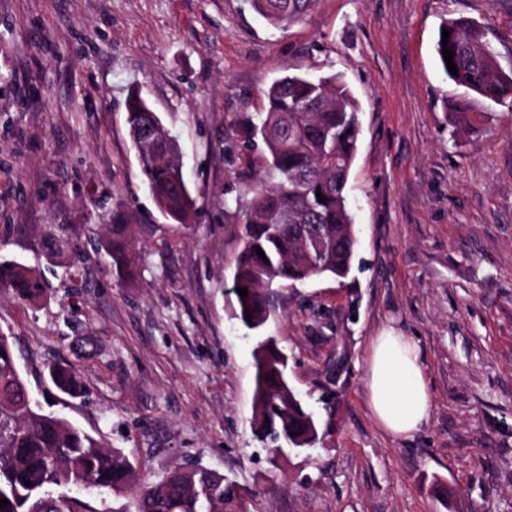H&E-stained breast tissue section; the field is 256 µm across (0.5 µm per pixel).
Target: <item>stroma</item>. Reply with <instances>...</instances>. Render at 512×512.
I'll list each match as a JSON object with an SVG mask.
<instances>
[{
    "mask_svg": "<svg viewBox=\"0 0 512 512\" xmlns=\"http://www.w3.org/2000/svg\"><path fill=\"white\" fill-rule=\"evenodd\" d=\"M455 19L512 71V0H314L279 29L248 0H0V259L45 288L0 295V332L33 401L144 479L198 462L236 480L250 512H512V106L445 75L436 42ZM296 67L342 75L359 101L358 245L345 280L279 291L266 332L323 436L274 462L252 436L257 338L227 289L224 205L245 178L224 143L232 114L263 111ZM135 88L177 141L188 227L142 180ZM117 206L140 225L133 281L100 248ZM57 224L77 226L82 262L48 260ZM386 326L418 343L434 401L408 439L367 403L366 351ZM57 365L83 397L54 387Z\"/></svg>",
    "mask_w": 512,
    "mask_h": 512,
    "instance_id": "obj_1",
    "label": "stroma"
}]
</instances>
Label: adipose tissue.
<instances>
[{"label": "adipose tissue", "instance_id": "1", "mask_svg": "<svg viewBox=\"0 0 512 512\" xmlns=\"http://www.w3.org/2000/svg\"><path fill=\"white\" fill-rule=\"evenodd\" d=\"M366 386L370 411L391 437H411L428 422L433 397L411 338L391 329L374 336L366 360Z\"/></svg>", "mask_w": 512, "mask_h": 512}]
</instances>
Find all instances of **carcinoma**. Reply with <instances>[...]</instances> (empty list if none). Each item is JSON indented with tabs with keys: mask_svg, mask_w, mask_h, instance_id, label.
Here are the masks:
<instances>
[{
	"mask_svg": "<svg viewBox=\"0 0 512 512\" xmlns=\"http://www.w3.org/2000/svg\"><path fill=\"white\" fill-rule=\"evenodd\" d=\"M312 0H250L274 27L301 19ZM458 74L453 81L493 103L512 99V73L505 72L482 32L462 22L444 26ZM262 112H236L229 124L231 142L242 152L262 142L259 164L245 156L250 177L244 193L232 198L224 222L235 243L233 316L249 330H260L275 310L276 289L314 277H348L357 245L346 186L360 134L359 104L339 75L309 77L301 71L276 79L266 90ZM126 123L144 182L158 208L175 224L192 223L194 202L174 140L163 125L142 143L148 105L132 91ZM325 197L321 201L318 196ZM74 228L60 225L48 235L51 256L72 252ZM134 216L112 212L106 248L112 267L136 277L132 246ZM262 250L264 256L257 255ZM0 292L33 301L44 293L28 266L0 261ZM255 389L253 426L270 452L308 450L321 439L320 422L288 383V357L273 336L253 352ZM56 387L82 393V382L64 368L50 369ZM28 386L19 371L10 337L0 333V512H93L76 489L102 495L129 493L132 512H249V491L223 474L187 464L140 482L137 468L116 448L103 446L67 419L45 414L25 397Z\"/></svg>",
	"mask_w": 512,
	"mask_h": 512,
	"instance_id": "cac0c4a2",
	"label": "carcinoma"
}]
</instances>
